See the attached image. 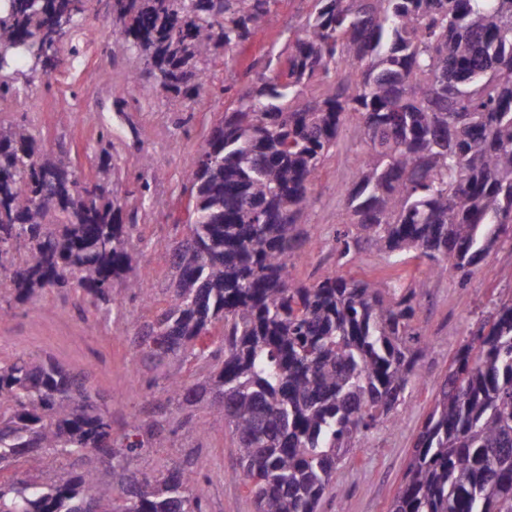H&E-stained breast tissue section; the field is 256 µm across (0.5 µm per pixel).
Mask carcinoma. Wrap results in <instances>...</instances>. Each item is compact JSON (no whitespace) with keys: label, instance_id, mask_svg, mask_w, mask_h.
Here are the masks:
<instances>
[{"label":"carcinoma","instance_id":"obj_1","mask_svg":"<svg viewBox=\"0 0 512 512\" xmlns=\"http://www.w3.org/2000/svg\"><path fill=\"white\" fill-rule=\"evenodd\" d=\"M276 2L109 0L104 24L140 59L133 82L195 96L209 62L249 40ZM310 3L288 55L268 56L186 174L196 213L171 248V303L137 332L188 433L208 431L199 407L231 428L255 512H318L361 437L396 425L428 349L415 324L426 281L399 291L334 271L308 285L289 277L344 123L361 154L339 259L410 253L465 281L512 241V0ZM92 9L0 0L1 105L44 77L37 44L53 22H67L56 57L74 54L68 40ZM111 173L105 149L99 176L79 180L34 130L0 126L1 316L49 292H78L106 314L119 287L152 297ZM173 360L209 373L164 372ZM453 373L461 383L437 390L389 512H512V297L469 330ZM165 406L117 433L87 372L0 355V512H207L190 456L132 468L168 447Z\"/></svg>","mask_w":512,"mask_h":512}]
</instances>
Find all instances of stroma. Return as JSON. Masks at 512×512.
Segmentation results:
<instances>
[{
    "label": "stroma",
    "instance_id": "35a3bbf8",
    "mask_svg": "<svg viewBox=\"0 0 512 512\" xmlns=\"http://www.w3.org/2000/svg\"><path fill=\"white\" fill-rule=\"evenodd\" d=\"M309 12L308 0H277L254 36L210 65V81L197 97L132 90L128 78L139 70L132 53L114 49L99 23L84 18L74 36L78 52L48 77L27 88L20 101L0 107V123H24L61 148L77 178L93 177L98 150L96 128L112 129L109 152L118 169L112 188L126 198L138 232L131 242L139 272L154 299L124 294L111 316H99L70 296L49 294L39 308L19 310L0 320V353H48L73 369L88 370L98 389L112 395V427L121 429L164 403L162 381L145 365L136 333L171 300V246L187 233L186 172L207 144L213 127L233 100L251 84L268 50L288 51V35ZM357 153L350 132L324 161L302 226L299 259L292 279L310 283L325 271L381 280L406 288L427 280L417 324L429 340L420 361L421 377L411 382L397 411L396 427H378L354 449L332 478L321 512H388L402 484L417 434L432 406L469 327L512 294V246L501 244L479 263L468 280L455 273L430 274L418 260L398 264L363 250L339 259L333 232L339 223L356 171ZM147 192H139L141 180ZM192 455L197 471L209 475L205 486L209 512H254L246 484L237 479L234 438L222 423L197 440L185 430L171 434L167 447L136 461L139 469H161Z\"/></svg>",
    "mask_w": 512,
    "mask_h": 512
}]
</instances>
